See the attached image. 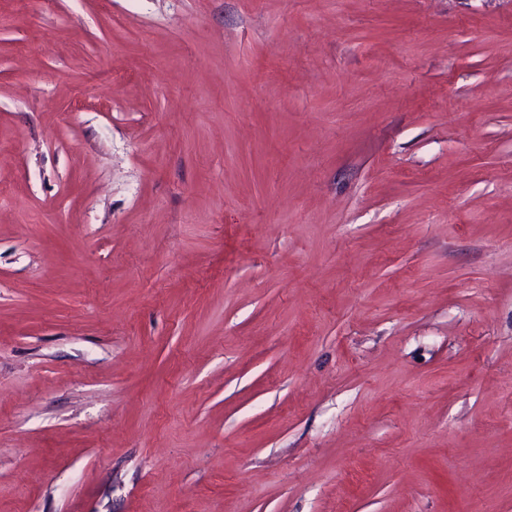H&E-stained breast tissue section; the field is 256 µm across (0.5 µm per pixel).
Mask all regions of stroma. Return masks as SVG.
<instances>
[{
    "instance_id": "35a3bbf8",
    "label": "stroma",
    "mask_w": 512,
    "mask_h": 512,
    "mask_svg": "<svg viewBox=\"0 0 512 512\" xmlns=\"http://www.w3.org/2000/svg\"><path fill=\"white\" fill-rule=\"evenodd\" d=\"M0 512H512V0H0Z\"/></svg>"
}]
</instances>
